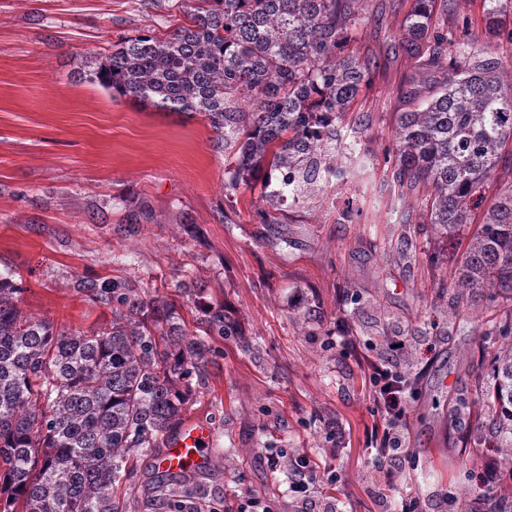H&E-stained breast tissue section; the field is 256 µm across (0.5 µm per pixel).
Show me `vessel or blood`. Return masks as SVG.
<instances>
[{
  "instance_id": "b4317fda",
  "label": "vessel or blood",
  "mask_w": 512,
  "mask_h": 512,
  "mask_svg": "<svg viewBox=\"0 0 512 512\" xmlns=\"http://www.w3.org/2000/svg\"><path fill=\"white\" fill-rule=\"evenodd\" d=\"M214 438L211 427L203 421H184L169 437L166 449L158 459L161 470L168 472L193 471L206 460V450Z\"/></svg>"
}]
</instances>
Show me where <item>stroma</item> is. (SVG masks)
I'll return each mask as SVG.
<instances>
[{"instance_id":"35a3bbf8","label":"stroma","mask_w":512,"mask_h":512,"mask_svg":"<svg viewBox=\"0 0 512 512\" xmlns=\"http://www.w3.org/2000/svg\"><path fill=\"white\" fill-rule=\"evenodd\" d=\"M410 5L369 0L358 47L374 81L355 109L362 130L339 122L336 177L260 224L250 192L227 195L204 116L142 108L77 77L82 53L180 19L178 0H0V270L21 280L20 308L86 331L110 312L78 290L82 277H128L161 295L187 276L243 330L215 337V363L186 407L215 438L181 512H224L245 492L278 499L283 512H393L367 451L377 421L368 356L415 382L396 483L424 512H473L485 462L504 457L474 397L494 384V351L512 344L493 332L512 309L486 288L460 302L442 291L457 244L403 223L423 193L401 190L384 162L421 77L400 34ZM138 200L154 223H124ZM397 336L400 352L389 346ZM275 448L315 465L306 495L270 467ZM160 455L141 458L127 512H169L154 478Z\"/></svg>"}]
</instances>
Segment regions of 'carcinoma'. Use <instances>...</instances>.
Wrapping results in <instances>:
<instances>
[{
	"mask_svg": "<svg viewBox=\"0 0 512 512\" xmlns=\"http://www.w3.org/2000/svg\"><path fill=\"white\" fill-rule=\"evenodd\" d=\"M369 0H181L185 23L122 37L88 53L81 79L112 96L169 112H198L217 133L224 188L254 191L270 206L315 191L336 166V121L373 84L354 45ZM411 0L400 30L427 75L395 119L399 186L427 189L422 216L445 237L473 209L512 141V57L464 39L474 25L454 5ZM484 35L512 44V0H481ZM78 287L111 311L93 330L67 332L19 307L23 288L0 271V512H123L119 488L138 457L166 444L212 361L209 336H239L224 303L196 306L189 330L170 297L127 278H83ZM489 288L512 303V184L501 188L465 243L450 283ZM512 349L498 351L491 427L512 431ZM189 474L157 472L178 507Z\"/></svg>",
	"mask_w": 512,
	"mask_h": 512,
	"instance_id": "carcinoma-1",
	"label": "carcinoma"
}]
</instances>
